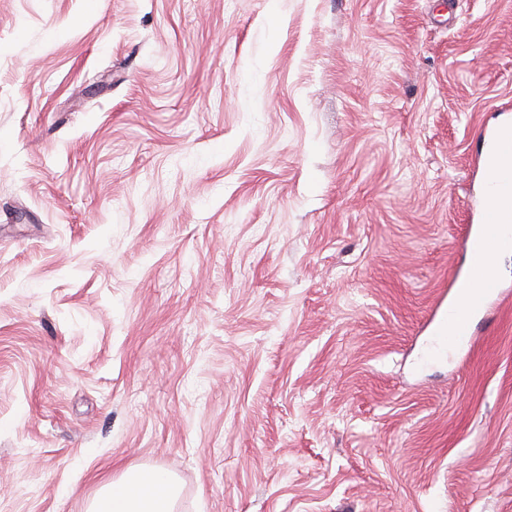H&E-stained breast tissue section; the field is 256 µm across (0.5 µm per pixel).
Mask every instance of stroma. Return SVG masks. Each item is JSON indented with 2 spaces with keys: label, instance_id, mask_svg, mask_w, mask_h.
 <instances>
[{
  "label": "stroma",
  "instance_id": "stroma-1",
  "mask_svg": "<svg viewBox=\"0 0 512 512\" xmlns=\"http://www.w3.org/2000/svg\"><path fill=\"white\" fill-rule=\"evenodd\" d=\"M508 119L512 0H0V512H512ZM494 149V159L501 167L505 176V181L498 180L493 185H502L499 192V199L503 212L500 216L497 213L489 211L486 206L482 214V227L478 232L470 233L467 237V251L474 263L475 278L461 280L459 288H467L465 295L461 300L449 306L443 311L441 325L445 324V330L432 336L431 345H460L469 343L471 340V319L472 315H477L486 310L490 299L499 292V283L492 272L493 255H501L512 251L510 246L494 249L503 244L497 236L499 219L507 218L509 209H512V169H511V187H509L510 167L512 165V133L504 131L492 133L489 135ZM459 305L464 306V309ZM172 486L166 473L126 470L118 481L106 485L93 512H171Z\"/></svg>",
  "mask_w": 512,
  "mask_h": 512
}]
</instances>
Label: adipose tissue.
I'll return each instance as SVG.
<instances>
[{
    "instance_id": "ef3b65f1",
    "label": "adipose tissue",
    "mask_w": 512,
    "mask_h": 512,
    "mask_svg": "<svg viewBox=\"0 0 512 512\" xmlns=\"http://www.w3.org/2000/svg\"><path fill=\"white\" fill-rule=\"evenodd\" d=\"M172 494L166 473L129 469L118 481L106 485L92 512H171Z\"/></svg>"
}]
</instances>
